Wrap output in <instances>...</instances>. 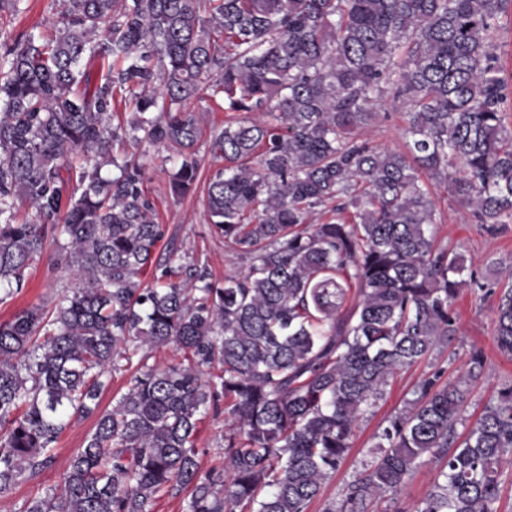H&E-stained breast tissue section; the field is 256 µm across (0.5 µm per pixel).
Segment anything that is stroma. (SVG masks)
Masks as SVG:
<instances>
[{
  "label": "stroma",
  "instance_id": "stroma-1",
  "mask_svg": "<svg viewBox=\"0 0 512 512\" xmlns=\"http://www.w3.org/2000/svg\"><path fill=\"white\" fill-rule=\"evenodd\" d=\"M52 0H22L18 13L0 12V38L19 32L37 33L56 21ZM386 115L362 135L375 145L391 149L404 147V107L388 102ZM149 189L157 205L167 238L173 239L180 254L207 261L216 280L245 270L246 265L223 237L213 234L204 220L203 189L177 199L169 189L166 174L153 172ZM438 229L436 245L451 253L461 254L475 281L463 286L453 304L457 332L447 345L437 348L426 359L401 370L388 389L385 400L373 415L363 419L354 436L350 454L335 476L326 484L322 497L309 512H321L325 501L345 495L349 485L362 473V460L377 441V435L390 415L401 410L415 385L434 372H441L443 381L472 374L471 390L466 403L469 417H477L503 384L512 382V360L501 357L493 340L495 291L512 284V223L491 227L476 224L469 210L443 188H436ZM57 246L47 247L35 256L26 271L23 290L0 301V322L10 320L15 313L33 304L53 300L70 281L58 267ZM482 351L485 363L480 371H472L470 356ZM94 418L80 419L66 428L53 450L52 464L36 475L20 482L9 494L0 497V512H22L24 503L35 493L60 487L64 472L77 448L92 432ZM224 412L208 409L198 424L197 446L201 449L202 468L221 465L224 457ZM439 468L427 463L416 469L397 499H382L372 503L369 512H410L433 487Z\"/></svg>",
  "mask_w": 512,
  "mask_h": 512
}]
</instances>
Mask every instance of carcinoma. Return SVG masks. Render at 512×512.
<instances>
[{
  "instance_id": "obj_1",
  "label": "carcinoma",
  "mask_w": 512,
  "mask_h": 512,
  "mask_svg": "<svg viewBox=\"0 0 512 512\" xmlns=\"http://www.w3.org/2000/svg\"><path fill=\"white\" fill-rule=\"evenodd\" d=\"M512 0H59L51 31L0 42V292L60 244L72 288L0 322V496L96 417L63 490L24 512H308L401 369L456 332L464 259L435 248L441 187L479 224L512 220V128L494 32ZM405 150L355 131L388 98ZM223 102L204 133L192 105ZM221 162L204 209L246 269L165 260L138 149L169 147L173 194ZM151 274L153 284L144 281ZM352 312L339 315L344 291ZM494 341L512 359V286ZM173 345L175 362L147 363ZM218 367L220 373L209 369ZM127 390L100 410L112 373ZM472 376L419 381L323 512H368L435 461L412 512H500L512 385L471 426ZM224 400V467L201 414Z\"/></svg>"
}]
</instances>
